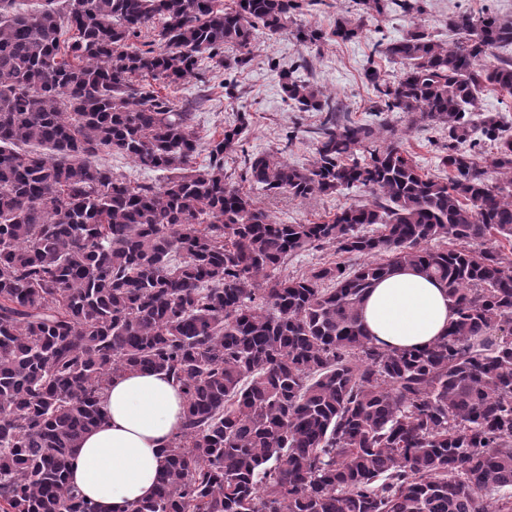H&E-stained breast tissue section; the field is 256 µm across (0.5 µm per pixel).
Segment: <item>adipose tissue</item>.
<instances>
[{
  "label": "adipose tissue",
  "instance_id": "ef3b65f1",
  "mask_svg": "<svg viewBox=\"0 0 512 512\" xmlns=\"http://www.w3.org/2000/svg\"><path fill=\"white\" fill-rule=\"evenodd\" d=\"M362 317L375 344L405 349L442 336L456 311L438 282L403 269L371 289ZM183 403L182 391L165 375L128 372L114 378L101 399L104 421L76 451L71 485L102 512H125L151 496Z\"/></svg>",
  "mask_w": 512,
  "mask_h": 512
}]
</instances>
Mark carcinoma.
<instances>
[{
    "label": "carcinoma",
    "mask_w": 512,
    "mask_h": 512,
    "mask_svg": "<svg viewBox=\"0 0 512 512\" xmlns=\"http://www.w3.org/2000/svg\"><path fill=\"white\" fill-rule=\"evenodd\" d=\"M362 2L370 16L420 10ZM302 11L0 0V512H99L69 471L104 391L134 370L185 399L156 491L129 512H512V138L474 119L481 90L512 94V58L495 55L512 47V18L451 15L453 43L418 29L373 43L402 65L392 81L366 73L384 111L448 129L443 177L389 125L341 119L297 67L273 64L285 101L322 113L314 155L297 167L249 154L242 179L267 196H373L288 224L225 169L246 113L199 170L193 113L164 90L235 72L257 27L282 35ZM362 27L297 38L349 41ZM484 140L495 151L480 162ZM112 155L164 183L131 185L102 163ZM324 247L362 262L280 273ZM407 266L447 288L457 319L424 348H381L360 305Z\"/></svg>",
    "instance_id": "cac0c4a2"
}]
</instances>
